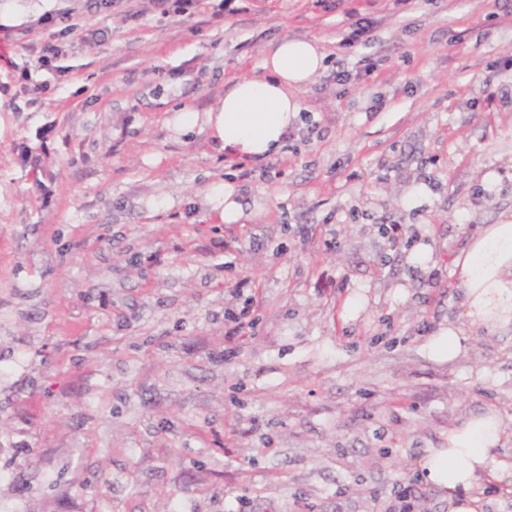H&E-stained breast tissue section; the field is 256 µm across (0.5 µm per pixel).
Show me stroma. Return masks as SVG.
<instances>
[{
	"label": "stroma",
	"mask_w": 512,
	"mask_h": 512,
	"mask_svg": "<svg viewBox=\"0 0 512 512\" xmlns=\"http://www.w3.org/2000/svg\"><path fill=\"white\" fill-rule=\"evenodd\" d=\"M130 8L0 0V512H448L417 461L484 409L506 431L475 509L512 512V323L429 348L454 259L512 220V0ZM286 37L328 66L245 177L175 111ZM207 200L212 209L219 212L223 223L235 224L243 217L242 206L239 203L234 187L230 183L219 182L210 185ZM249 296L244 302V306L237 313H229L226 318L231 327L225 332V335L231 339L244 332L247 327H251L253 320L251 319L252 305H248Z\"/></svg>",
	"instance_id": "stroma-1"
}]
</instances>
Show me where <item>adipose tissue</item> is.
Here are the masks:
<instances>
[{"mask_svg":"<svg viewBox=\"0 0 512 512\" xmlns=\"http://www.w3.org/2000/svg\"><path fill=\"white\" fill-rule=\"evenodd\" d=\"M324 66L325 54L316 41L281 39L262 59L263 76L228 81L223 97L204 113L179 111L176 127L185 131L204 123L215 144L236 149L244 159L277 154L302 110L298 90ZM455 273L464 318L488 327L497 310L511 322L512 221L485 226L456 258ZM504 430L495 411L473 414L449 431L447 447L423 460L428 480L448 493V512H475L471 492Z\"/></svg>","mask_w":512,"mask_h":512,"instance_id":"adipose-tissue-1","label":"adipose tissue"}]
</instances>
